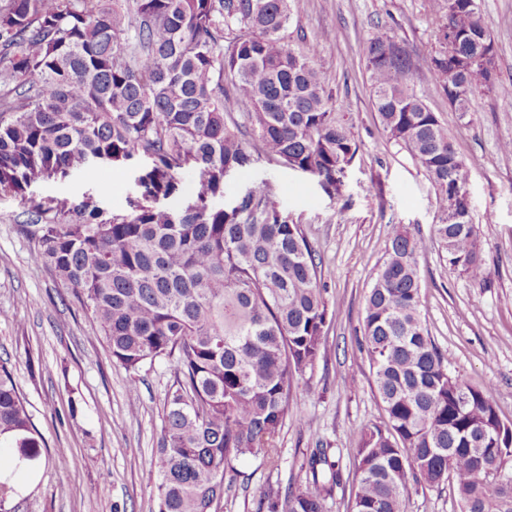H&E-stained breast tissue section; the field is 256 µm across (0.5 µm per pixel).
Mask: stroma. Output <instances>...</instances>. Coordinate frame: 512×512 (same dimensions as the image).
Segmentation results:
<instances>
[{
    "mask_svg": "<svg viewBox=\"0 0 512 512\" xmlns=\"http://www.w3.org/2000/svg\"><path fill=\"white\" fill-rule=\"evenodd\" d=\"M441 2L296 0L282 32L294 48L317 42L315 63L359 151L336 193L263 155L226 183L230 201L252 182H270L277 209L302 225L315 254L328 320L319 358L293 383L278 467L254 457L236 462L223 512H257L260 489L298 480L309 450L322 445L343 473L327 512H350L359 432L383 420L361 347L365 301L385 243L401 228L427 240L419 260L421 315L449 372L485 392L501 419L512 422V153L501 149L512 140V0H481L497 47V80L464 115L449 107L433 67L445 50L436 28ZM379 32L409 53L413 90L472 162L467 190L482 279L451 267L432 241L440 217L436 189L407 150L388 139L373 108L363 49ZM135 175L131 166H99L32 185L22 196L0 192V360L46 443L8 500L9 512H152L149 459L173 368L161 363L131 379L80 305L47 269L31 263V244L18 232L25 197L77 202L93 195L121 211L137 193Z\"/></svg>",
    "mask_w": 512,
    "mask_h": 512,
    "instance_id": "35a3bbf8",
    "label": "stroma"
}]
</instances>
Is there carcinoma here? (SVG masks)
Here are the masks:
<instances>
[{"label":"carcinoma","mask_w":512,"mask_h":512,"mask_svg":"<svg viewBox=\"0 0 512 512\" xmlns=\"http://www.w3.org/2000/svg\"><path fill=\"white\" fill-rule=\"evenodd\" d=\"M438 28L453 48L434 59L448 105L463 114L490 91L497 53L480 0H447ZM293 0H0V190L97 165L149 160L129 210L92 196L31 200L19 231L31 262L55 276L133 375L173 364L151 459L156 512H220L224 481L244 457L273 469L293 381L320 356L328 308L301 225L254 182L229 204L224 172L253 161L252 142L339 191L358 153L314 64L280 32ZM378 32L364 47L373 105L388 138L437 189L470 164L410 87L412 61ZM231 89H224V81ZM246 102V124L232 116ZM193 171L198 190L160 204ZM432 234L448 263L483 277L471 217ZM426 240L399 230L366 298L363 339L386 415L359 432L352 512H404L412 493L449 483L460 512H512V423L487 395L448 373L421 318ZM45 442L0 361V461L40 455ZM304 476L260 491V512H324L343 476L314 448Z\"/></svg>","instance_id":"1"}]
</instances>
